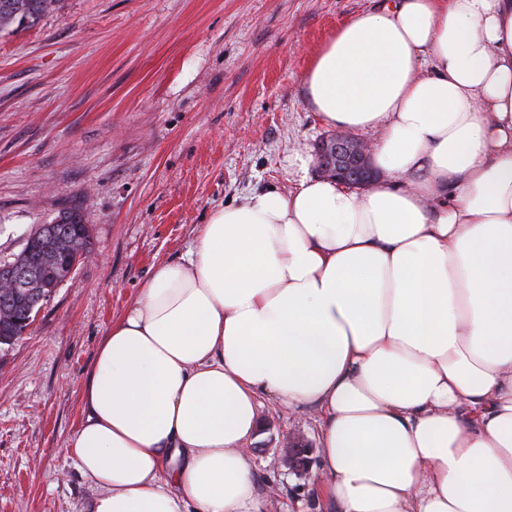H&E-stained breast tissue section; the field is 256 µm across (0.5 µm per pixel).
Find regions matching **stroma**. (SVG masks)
<instances>
[{
    "instance_id": "35a3bbf8",
    "label": "stroma",
    "mask_w": 512,
    "mask_h": 512,
    "mask_svg": "<svg viewBox=\"0 0 512 512\" xmlns=\"http://www.w3.org/2000/svg\"><path fill=\"white\" fill-rule=\"evenodd\" d=\"M373 0H57L0 31V258L73 212L92 257L25 334L0 345V512H77L90 495L65 442L100 341L156 265L181 262L213 209L293 186L292 149L330 133L306 104L315 51ZM260 493L309 491L279 464L318 441L314 411L264 404ZM281 447V463L287 470L300 475L308 471L313 448L298 429L288 433Z\"/></svg>"
}]
</instances>
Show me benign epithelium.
Segmentation results:
<instances>
[{"label": "benign epithelium", "instance_id": "7a95c632", "mask_svg": "<svg viewBox=\"0 0 512 512\" xmlns=\"http://www.w3.org/2000/svg\"><path fill=\"white\" fill-rule=\"evenodd\" d=\"M317 169L321 176L335 179L349 188H362L377 175L371 164L370 142L338 131L321 141L316 152ZM64 261L61 276L48 283L42 279V268L10 259H0V292L15 296L37 293L30 302L26 315L37 314L54 296L57 288L66 282L78 265L89 257L82 237H75L61 252ZM313 448L299 430L288 433L283 443L282 465L295 474L308 471Z\"/></svg>", "mask_w": 512, "mask_h": 512}]
</instances>
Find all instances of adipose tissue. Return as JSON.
I'll use <instances>...</instances> for the list:
<instances>
[{
  "mask_svg": "<svg viewBox=\"0 0 512 512\" xmlns=\"http://www.w3.org/2000/svg\"><path fill=\"white\" fill-rule=\"evenodd\" d=\"M303 84L380 178L293 153L155 266L81 382L83 512H267L264 398L318 415L297 512H512V0H379Z\"/></svg>",
  "mask_w": 512,
  "mask_h": 512,
  "instance_id": "adipose-tissue-1",
  "label": "adipose tissue"
}]
</instances>
